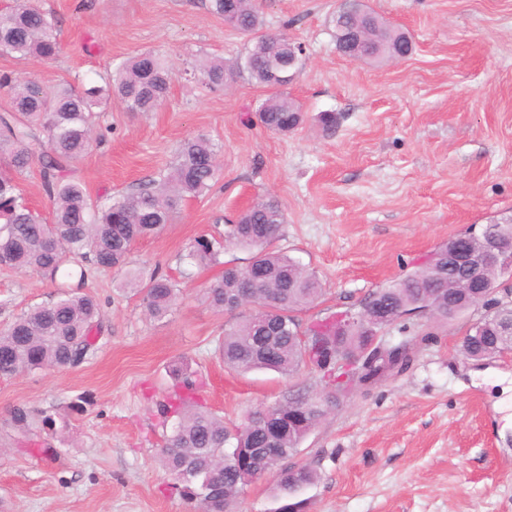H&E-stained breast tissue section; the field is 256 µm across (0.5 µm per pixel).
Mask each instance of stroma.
<instances>
[{
    "mask_svg": "<svg viewBox=\"0 0 512 512\" xmlns=\"http://www.w3.org/2000/svg\"><path fill=\"white\" fill-rule=\"evenodd\" d=\"M42 3L58 17L62 54L52 62L0 55V73L55 86L147 51L171 69L157 111L116 100L101 113L74 164L92 198L133 191L199 135L219 145L222 170L206 194L132 247V267L179 289L166 318L147 317L141 295L118 288V272L87 267L102 322L92 358L0 377V512H195L161 462L158 404L172 367L201 374L200 402L228 422L287 391L320 390L311 374L225 369L214 348L229 316L208 307L204 288L252 252L230 246L219 263L200 264L189 256L195 238L276 198L286 221L275 248L322 283L317 303L298 314L307 323L358 308L449 238L512 212V0H367L413 41L408 57L382 63L339 52L338 0H262L266 29L304 49L287 93L307 119L286 135L257 122L267 92L248 76L217 92L190 76L193 64L235 60L248 43L208 0ZM323 112L335 113L334 130L324 129ZM54 297L39 274L0 267V330ZM479 316L414 317L406 331L385 333V342L408 341L409 368L349 395L287 459L318 474L302 494L306 512H512V354L463 355ZM82 396L85 412L72 413ZM19 404L67 425L38 429L39 447L18 449L9 412Z\"/></svg>",
    "mask_w": 512,
    "mask_h": 512,
    "instance_id": "1",
    "label": "stroma"
}]
</instances>
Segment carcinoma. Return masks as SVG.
I'll return each mask as SVG.
<instances>
[{
    "instance_id": "1",
    "label": "carcinoma",
    "mask_w": 512,
    "mask_h": 512,
    "mask_svg": "<svg viewBox=\"0 0 512 512\" xmlns=\"http://www.w3.org/2000/svg\"><path fill=\"white\" fill-rule=\"evenodd\" d=\"M212 14L228 22L235 31L250 38L242 61L227 63L222 58L205 59L193 71L211 89L224 88L231 75L245 73L272 94L259 106L258 119L270 132L287 134L305 118L300 105L284 93L295 74L286 68L291 49L298 44L286 34L263 33L256 0H209ZM336 46L351 54L350 33L361 21L341 14L334 20ZM381 45L401 49L405 40L394 28L369 30L362 50ZM62 52L55 15L42 0H15L0 10V53L21 59L52 61ZM170 72L160 55L142 53L121 63L102 82L86 86L68 83L45 88L32 79L0 75V92L10 97L11 109L0 113V265L19 272H36L56 288V300L35 305L18 315L0 334V377L25 371L75 368L94 354V330L101 324L100 307L94 296L79 292L65 282L72 277L66 262L79 256L94 264L124 273L120 287L143 294L146 313L160 320L167 316L177 298V288L167 277L128 269L133 243L152 235L172 222L183 205L205 194L218 180L220 166L215 143L206 136L185 141L167 169L141 183L133 192L94 201L83 184L70 176L71 165L92 145L95 108L117 97L133 112H153L165 100ZM38 163L41 183L53 203V218L47 223L36 214L19 190V179L32 163ZM285 216L274 198L258 201L228 224L225 233L194 240L191 256L215 263L224 244L254 249L248 265L231 267L210 281L205 296L216 312L232 314L218 355L224 366L238 372L269 370L292 378L306 370L322 386L319 394L290 391L270 405L284 414H303L301 426L270 449L275 465L287 459L301 441L319 424L327 411L348 396L336 382L342 361L354 360L365 375L374 372L373 362L407 350V343L378 341L368 348L370 336H348L324 347L320 336L333 316L316 319L304 327L311 343L298 335L301 324L295 313L313 305L322 294L315 272L273 248ZM512 260V251L485 271L483 288L448 280V271L438 263H425L404 278L369 293L361 308L389 315L376 324L386 330L411 316L438 317L456 305L463 314L481 292L489 294ZM512 306L497 302L474 323L462 342L467 357L487 358L512 349V334L499 330L500 321ZM171 390L160 405L163 418H173L176 427L166 439L161 460L173 488L200 512H235L242 492L237 482L234 448H261L265 434L260 425L226 424L224 419L199 402L203 382L184 368L171 372ZM33 424L25 405L11 411V425L24 443ZM317 479L308 467L281 468L274 487L275 500L300 504L298 497Z\"/></svg>"
}]
</instances>
